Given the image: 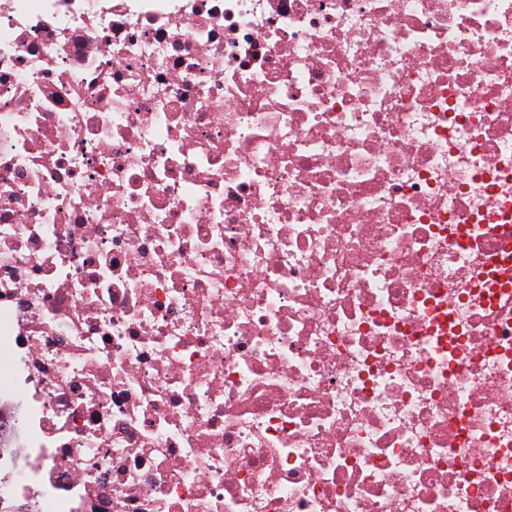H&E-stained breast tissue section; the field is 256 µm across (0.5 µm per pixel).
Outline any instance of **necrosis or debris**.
Returning a JSON list of instances; mask_svg holds the SVG:
<instances>
[{
	"label": "necrosis or debris",
	"instance_id": "4bbe7bcc",
	"mask_svg": "<svg viewBox=\"0 0 512 512\" xmlns=\"http://www.w3.org/2000/svg\"><path fill=\"white\" fill-rule=\"evenodd\" d=\"M512 0H0V370L29 512H512Z\"/></svg>",
	"mask_w": 512,
	"mask_h": 512
}]
</instances>
